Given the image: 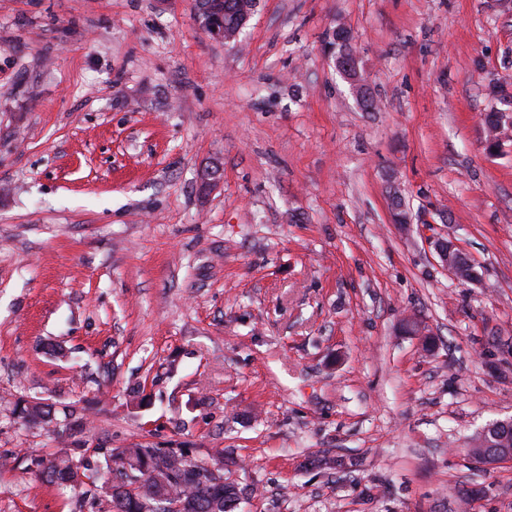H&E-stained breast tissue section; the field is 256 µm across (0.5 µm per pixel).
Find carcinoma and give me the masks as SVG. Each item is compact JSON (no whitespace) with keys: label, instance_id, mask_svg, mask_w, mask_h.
<instances>
[{"label":"carcinoma","instance_id":"cac0c4a2","mask_svg":"<svg viewBox=\"0 0 512 512\" xmlns=\"http://www.w3.org/2000/svg\"><path fill=\"white\" fill-rule=\"evenodd\" d=\"M239 0H214L212 12L206 15L216 22H235ZM19 417L29 422L33 419H51L52 406L41 401L16 404ZM512 444V429L490 431L475 438V445L468 449L479 457L483 445ZM36 475L50 482L81 490L82 496L91 493L109 506L108 512H150L148 504L160 495L166 500L184 506L183 512H233L226 509L234 496L233 483H222L224 475L215 476L205 463L189 456L184 448H96L93 454L76 461L69 456L41 459L36 463ZM131 471L136 481L114 485L105 492L96 484L99 473ZM89 489H84V486Z\"/></svg>","mask_w":512,"mask_h":512}]
</instances>
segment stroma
<instances>
[{
  "instance_id": "35a3bbf8",
  "label": "stroma",
  "mask_w": 512,
  "mask_h": 512,
  "mask_svg": "<svg viewBox=\"0 0 512 512\" xmlns=\"http://www.w3.org/2000/svg\"><path fill=\"white\" fill-rule=\"evenodd\" d=\"M200 5L0 0V512H92L36 460L146 445L223 452L238 512H512L469 453L512 416V8ZM252 2L254 0H221V1H204L205 4L212 2V12L204 17V20L212 18L215 22L223 21L224 24L235 22V13L237 2ZM345 32L342 31V32H339L336 30V32L333 34V41L329 42L330 45V49L335 52L336 50V53L337 52H340V49L344 46L343 43L340 42V40H343V41H348V36L347 34L344 35ZM335 38H336V45H332L334 44V41H335ZM336 47L338 49H336ZM336 53L335 54V60H336ZM336 67L338 69V71L341 73V75L348 81L350 82L355 94H356V97L357 99L362 102L364 100V96L366 94V91L368 90V88L366 87V84L364 83L363 79L359 76V74H351L347 71H345L342 67L338 66L337 64V60H336ZM16 409L18 410L19 417L26 422H35L31 419L38 418L51 420V417L55 416L52 406L41 401L18 402Z\"/></svg>"
}]
</instances>
